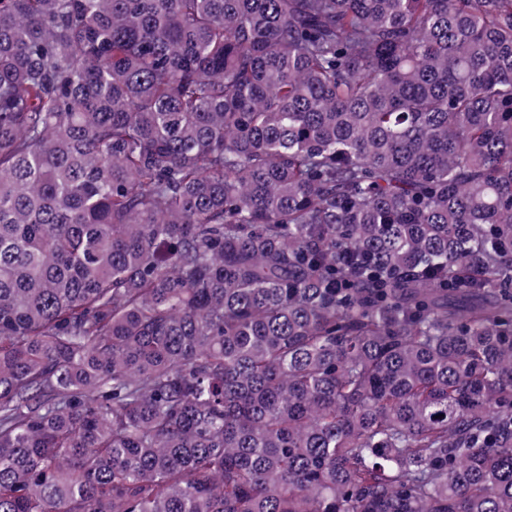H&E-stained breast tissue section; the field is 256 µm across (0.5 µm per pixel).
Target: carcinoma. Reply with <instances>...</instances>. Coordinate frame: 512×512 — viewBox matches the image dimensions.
Masks as SVG:
<instances>
[{
	"instance_id": "cac0c4a2",
	"label": "carcinoma",
	"mask_w": 512,
	"mask_h": 512,
	"mask_svg": "<svg viewBox=\"0 0 512 512\" xmlns=\"http://www.w3.org/2000/svg\"><path fill=\"white\" fill-rule=\"evenodd\" d=\"M0 512H512V0H0Z\"/></svg>"
}]
</instances>
